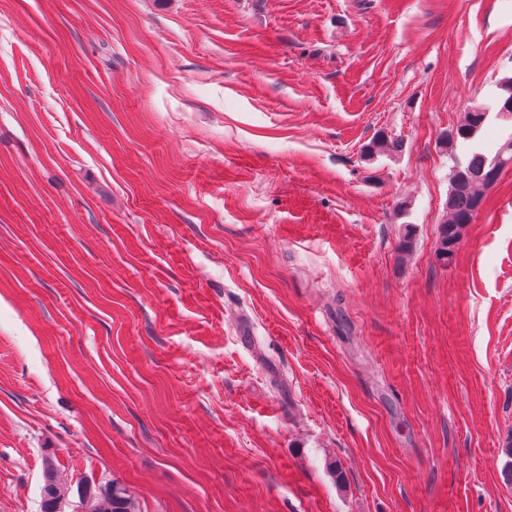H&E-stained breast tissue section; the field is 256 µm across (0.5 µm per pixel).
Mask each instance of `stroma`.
Wrapping results in <instances>:
<instances>
[{
  "label": "stroma",
  "instance_id": "obj_1",
  "mask_svg": "<svg viewBox=\"0 0 512 512\" xmlns=\"http://www.w3.org/2000/svg\"><path fill=\"white\" fill-rule=\"evenodd\" d=\"M510 78L512 0H0V512H512ZM487 109L482 105H469L463 113L462 118L454 126L456 135L446 139L439 138V144L448 148L459 142H472L488 118ZM402 144L385 131H378L363 147L361 156L365 162H374L380 156H391L401 151ZM512 167V137L488 151L473 145L465 163L452 167L446 219L441 224L435 255L448 265L457 252L462 229L471 224L482 207L486 192L494 186L501 173ZM69 488L61 482L52 458H46L43 467V484L41 486L42 512H58L56 508L66 500ZM109 482L112 486L109 494H103L93 486L92 512H139L136 502L129 494L125 483L118 478H112Z\"/></svg>",
  "mask_w": 512,
  "mask_h": 512
}]
</instances>
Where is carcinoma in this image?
Instances as JSON below:
<instances>
[{
  "label": "carcinoma",
  "mask_w": 512,
  "mask_h": 512,
  "mask_svg": "<svg viewBox=\"0 0 512 512\" xmlns=\"http://www.w3.org/2000/svg\"><path fill=\"white\" fill-rule=\"evenodd\" d=\"M488 118L487 109L482 105H469L460 121L455 125L456 135L439 140L448 147L459 142L469 143L475 139ZM401 141L384 131L377 132L363 147L361 156L368 163L380 156H391L401 151ZM512 167V137L488 151L480 146L471 148L463 163L452 167L449 183L446 219L441 224L435 255L446 265L457 252L462 229L472 222L482 207L486 192L494 186L501 173ZM111 493L103 494L92 489L93 512H139L135 500L129 494L125 483L118 478L110 480ZM67 485L61 482L52 458L44 461L43 484L41 486L42 512H56L58 504L66 499Z\"/></svg>",
  "instance_id": "carcinoma-1"
}]
</instances>
